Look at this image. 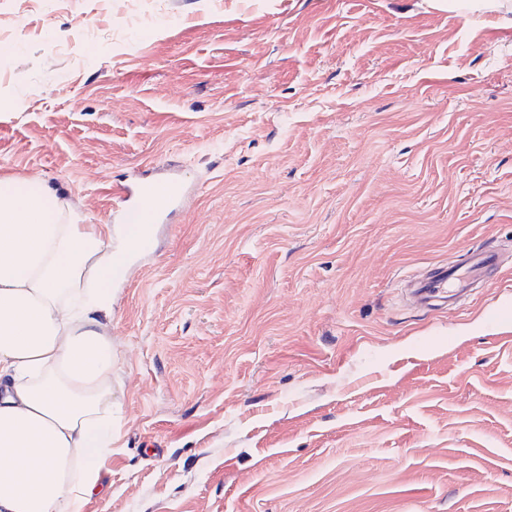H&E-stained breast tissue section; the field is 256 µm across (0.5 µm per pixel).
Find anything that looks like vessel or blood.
<instances>
[{"label":"vessel or blood","mask_w":512,"mask_h":512,"mask_svg":"<svg viewBox=\"0 0 512 512\" xmlns=\"http://www.w3.org/2000/svg\"><path fill=\"white\" fill-rule=\"evenodd\" d=\"M126 224H159L173 209L187 203L189 192L177 178L161 176L152 180H141L115 189ZM495 252L473 249L463 265L441 267L425 280L418 282L415 291L421 300L427 301L447 293L451 288L467 287L471 278L478 276L486 268L495 265Z\"/></svg>","instance_id":"vessel-or-blood-1"}]
</instances>
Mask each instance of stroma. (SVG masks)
Listing matches in <instances>:
<instances>
[{
    "instance_id": "obj_1",
    "label": "stroma",
    "mask_w": 512,
    "mask_h": 512,
    "mask_svg": "<svg viewBox=\"0 0 512 512\" xmlns=\"http://www.w3.org/2000/svg\"><path fill=\"white\" fill-rule=\"evenodd\" d=\"M0 177L86 224L176 175L102 325L82 512H512V13L0 0ZM484 246L486 287L408 278Z\"/></svg>"
}]
</instances>
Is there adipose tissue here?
I'll return each mask as SVG.
<instances>
[{"label":"adipose tissue","instance_id":"obj_1","mask_svg":"<svg viewBox=\"0 0 512 512\" xmlns=\"http://www.w3.org/2000/svg\"><path fill=\"white\" fill-rule=\"evenodd\" d=\"M150 234L0 177V512H81L96 491L115 404L99 316Z\"/></svg>","mask_w":512,"mask_h":512}]
</instances>
